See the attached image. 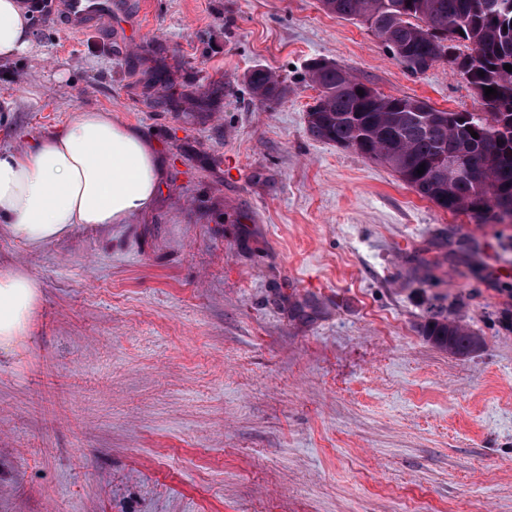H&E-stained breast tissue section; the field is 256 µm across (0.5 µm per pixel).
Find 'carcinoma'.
<instances>
[{
  "label": "carcinoma",
  "instance_id": "1",
  "mask_svg": "<svg viewBox=\"0 0 512 512\" xmlns=\"http://www.w3.org/2000/svg\"><path fill=\"white\" fill-rule=\"evenodd\" d=\"M339 19H365L375 36L411 74L426 72L448 48L457 55L481 110H439L413 97L386 96L371 88L363 95L344 88L349 69L309 68L320 90L306 114L314 138L350 149L390 167L421 198L480 224H512V0H326ZM453 45H448V42ZM492 87L497 95L485 96ZM251 95L273 108L287 87L268 69L248 82ZM415 108L401 112L396 105ZM477 133L473 138L471 133ZM463 157L471 168L462 176L448 158ZM424 173H417L420 165ZM422 336L454 355L471 353L476 334L461 322L432 314Z\"/></svg>",
  "mask_w": 512,
  "mask_h": 512
}]
</instances>
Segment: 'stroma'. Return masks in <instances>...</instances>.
<instances>
[{
    "instance_id": "1",
    "label": "stroma",
    "mask_w": 512,
    "mask_h": 512,
    "mask_svg": "<svg viewBox=\"0 0 512 512\" xmlns=\"http://www.w3.org/2000/svg\"><path fill=\"white\" fill-rule=\"evenodd\" d=\"M0 61V149L111 112L162 159L150 211L27 249L34 344L0 369V512H512V224L421 199L314 139L308 65L474 112L321 0H112L32 14ZM273 70L272 109L244 80ZM434 311L482 346L421 334ZM55 14L65 20L71 31L82 34L112 20V0H57Z\"/></svg>"
}]
</instances>
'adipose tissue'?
Here are the masks:
<instances>
[{
    "mask_svg": "<svg viewBox=\"0 0 512 512\" xmlns=\"http://www.w3.org/2000/svg\"><path fill=\"white\" fill-rule=\"evenodd\" d=\"M32 44L17 0H0V59ZM160 178V161L137 130L111 113L79 109L61 129L0 151V227L36 249L82 229L128 224L150 209ZM41 302L36 277L19 267L0 271L1 357L27 349Z\"/></svg>",
    "mask_w": 512,
    "mask_h": 512,
    "instance_id": "adipose-tissue-1",
    "label": "adipose tissue"
}]
</instances>
